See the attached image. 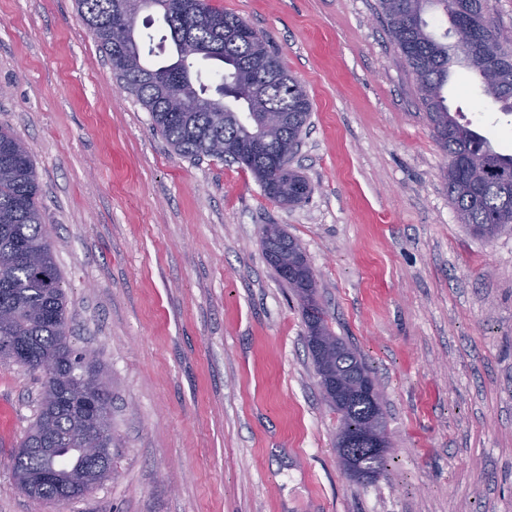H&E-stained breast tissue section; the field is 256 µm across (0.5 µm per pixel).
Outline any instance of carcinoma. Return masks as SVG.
I'll use <instances>...</instances> for the list:
<instances>
[{
    "label": "carcinoma",
    "instance_id": "1",
    "mask_svg": "<svg viewBox=\"0 0 512 512\" xmlns=\"http://www.w3.org/2000/svg\"><path fill=\"white\" fill-rule=\"evenodd\" d=\"M181 2L182 7L165 10L151 0H129L133 15L158 12L169 30L160 42H173L176 60L158 66L145 59L154 53V48L144 47V42L154 41L153 35L143 37L134 31L125 48L112 42L109 29L118 0H77V5L81 20L90 24L106 59H130L116 74L150 112L153 129L176 153L194 161L207 156L236 163L254 175L267 199L289 198L296 205L304 202L311 187L299 171L291 167L275 170L261 158H239L242 145L256 131L260 113L268 108L287 114L286 121L268 136L294 152L311 112L303 86L278 55L275 64L284 78L265 82L264 72L254 66L260 46L267 44L262 34L255 33L250 41L224 37V29L245 24L242 18L213 7L210 0ZM446 2L429 0L426 11L436 10L447 18L456 35L451 44L435 38L424 17L409 19L419 0H380V7L387 31L407 65L426 78L428 94L420 97V104L434 140L447 158L442 180L457 219L473 235L490 241L512 233V191L504 194L500 189L504 182L512 184V154L495 151L485 136L459 123L448 110L443 90L453 68L469 69L480 78L483 93L500 102L503 113L512 115V40L496 43L499 71L496 78H490L482 61V49L497 33L490 0H465L463 10L452 14ZM201 61L222 64L218 86L205 83L197 67ZM261 243L268 263L298 298L306 291L315 294L316 282L305 253L299 255L305 276L297 279L273 259L277 243L269 239ZM66 306L62 277L42 222L34 162L10 129L1 126L0 314L8 313L11 319L0 322V345H6V357L13 351L25 352L29 370L45 360L57 366L55 374L43 379L35 421L10 453L8 465L14 472L55 471L56 482L23 488L29 497L45 502L83 497L74 481L111 465V397H105L94 416L79 414L64 399L65 385L76 389L84 380L104 373L97 360L84 366L77 359L78 351L66 334ZM304 324L310 331L317 329L334 338L341 347L339 361L325 365L312 337L305 336L316 373L325 367L333 373L371 378L356 351L332 331L324 308L304 314ZM340 411L345 435H363L372 417L371 400L352 392ZM90 437L100 442L101 463L84 452V442Z\"/></svg>",
    "mask_w": 512,
    "mask_h": 512
}]
</instances>
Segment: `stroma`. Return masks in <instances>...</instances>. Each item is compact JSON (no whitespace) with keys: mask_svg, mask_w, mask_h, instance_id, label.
Returning <instances> with one entry per match:
<instances>
[{"mask_svg":"<svg viewBox=\"0 0 512 512\" xmlns=\"http://www.w3.org/2000/svg\"><path fill=\"white\" fill-rule=\"evenodd\" d=\"M307 89L288 208L250 171L178 156L75 0H0V126L33 158L74 347L111 383L112 471L63 506L1 460L43 377L0 360V512H512V235L456 220L446 158L379 0H212ZM493 147L512 118L454 68L445 91ZM298 239L332 329L379 386L391 441L359 483L259 225ZM342 436V431L339 427L338 431L336 432V440L338 442L337 446L338 448H340V454L342 455L341 459L343 461V466L347 475L353 480L365 482L374 479L375 474L372 470H374L377 473V475H379L380 471L383 469L384 458L386 453L380 456H369L365 452H363L362 459H364V462L366 463L367 467L372 469L370 470L364 467L363 465L355 463L353 460L348 459L346 457L343 449L344 445L342 443Z\"/></svg>","mask_w":512,"mask_h":512,"instance_id":"stroma-1","label":"stroma"}]
</instances>
